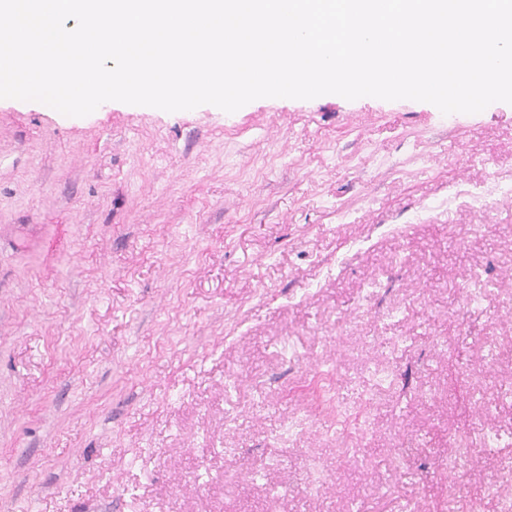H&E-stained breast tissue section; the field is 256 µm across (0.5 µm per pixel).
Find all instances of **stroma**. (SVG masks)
I'll return each instance as SVG.
<instances>
[{
	"label": "stroma",
	"mask_w": 512,
	"mask_h": 512,
	"mask_svg": "<svg viewBox=\"0 0 512 512\" xmlns=\"http://www.w3.org/2000/svg\"><path fill=\"white\" fill-rule=\"evenodd\" d=\"M512 104L0 99V512H494Z\"/></svg>",
	"instance_id": "obj_1"
}]
</instances>
